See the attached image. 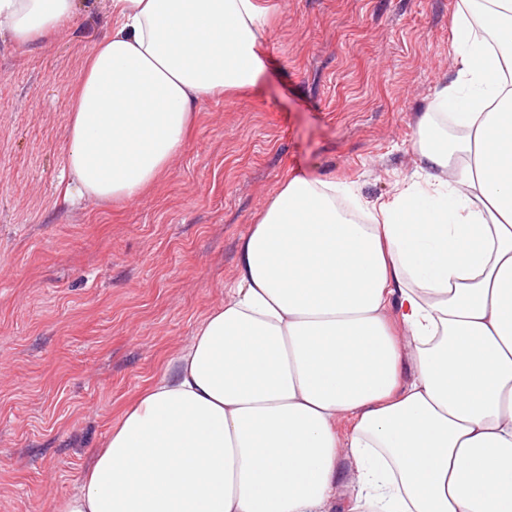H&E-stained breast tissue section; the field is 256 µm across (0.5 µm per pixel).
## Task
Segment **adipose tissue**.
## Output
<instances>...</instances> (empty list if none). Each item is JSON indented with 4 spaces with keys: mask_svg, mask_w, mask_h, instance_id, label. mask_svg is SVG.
I'll return each instance as SVG.
<instances>
[{
    "mask_svg": "<svg viewBox=\"0 0 512 512\" xmlns=\"http://www.w3.org/2000/svg\"><path fill=\"white\" fill-rule=\"evenodd\" d=\"M75 87L65 198L123 204L199 105L254 91L268 0H111ZM76 0H0L21 44ZM419 180L378 203L292 173L222 305L56 512H512V0H458ZM351 428L339 435L336 426Z\"/></svg>",
    "mask_w": 512,
    "mask_h": 512,
    "instance_id": "ef3b65f1",
    "label": "adipose tissue"
}]
</instances>
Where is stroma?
<instances>
[{"label":"stroma","instance_id":"1","mask_svg":"<svg viewBox=\"0 0 512 512\" xmlns=\"http://www.w3.org/2000/svg\"><path fill=\"white\" fill-rule=\"evenodd\" d=\"M265 73L204 102L169 172L63 205L72 89L111 24L78 0L50 46L0 27V512H55L125 408L224 301L287 172L361 199L415 178L417 120L455 77L457 0H272Z\"/></svg>","mask_w":512,"mask_h":512}]
</instances>
